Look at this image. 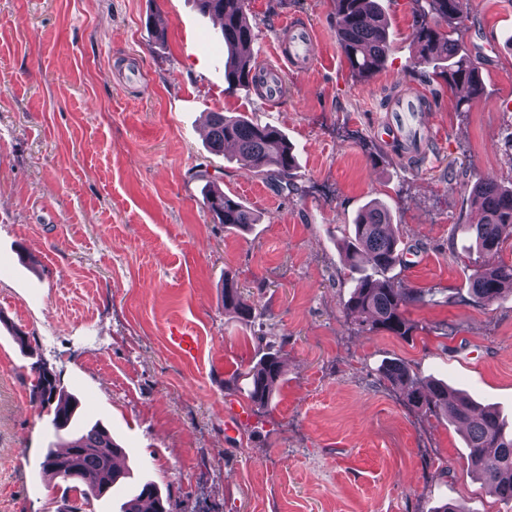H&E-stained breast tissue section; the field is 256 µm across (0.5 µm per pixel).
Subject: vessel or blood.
<instances>
[{"label": "vessel or blood", "instance_id": "obj_1", "mask_svg": "<svg viewBox=\"0 0 512 512\" xmlns=\"http://www.w3.org/2000/svg\"><path fill=\"white\" fill-rule=\"evenodd\" d=\"M314 41L315 35L310 24L294 23L286 26L284 36L276 40L277 65L266 64L255 72L266 101L273 103L281 97L287 69L310 62ZM429 100V94L422 89L397 97L387 113L383 124L384 131L392 139L409 147L410 151H417L415 135L422 132L430 137L434 134L433 127L424 122Z\"/></svg>", "mask_w": 512, "mask_h": 512}]
</instances>
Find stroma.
Here are the masks:
<instances>
[{
	"label": "stroma",
	"instance_id": "obj_1",
	"mask_svg": "<svg viewBox=\"0 0 512 512\" xmlns=\"http://www.w3.org/2000/svg\"><path fill=\"white\" fill-rule=\"evenodd\" d=\"M391 49L367 81L337 40L333 0H248L253 57L276 61L284 20L311 24L318 59L288 70L275 106L227 83L217 20L193 0H0V512H120L43 470L57 439L33 396V364L125 448L133 482L172 512H512L473 480L460 427L409 406L378 369L404 361L512 417V297L472 298L479 264L512 263V235L477 257L470 187L512 182V0H462L461 43L484 92L460 104L420 78L411 0H380ZM163 31L157 41L154 31ZM137 81H128L129 70ZM434 98L429 158L377 133L403 92ZM212 112L275 125L296 147L289 186L213 152ZM216 182L261 220L214 223ZM384 203L404 248L392 275L430 289L408 306L412 338L364 331L345 307L339 241ZM256 309L225 314V278ZM200 339L183 357L173 327ZM25 343H18V336ZM279 345L267 409L243 372Z\"/></svg>",
	"mask_w": 512,
	"mask_h": 512
}]
</instances>
